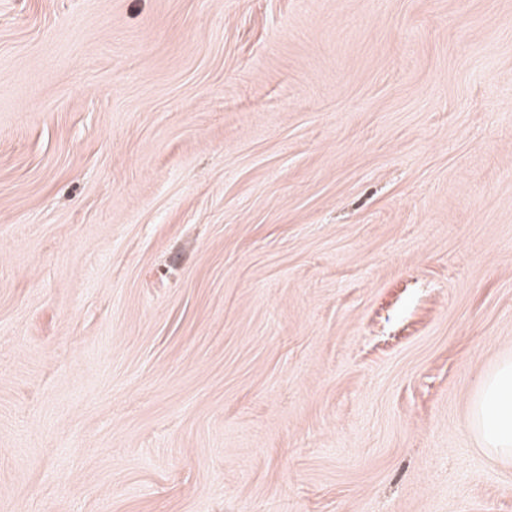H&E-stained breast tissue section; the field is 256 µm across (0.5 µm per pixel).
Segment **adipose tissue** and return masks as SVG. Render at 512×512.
I'll use <instances>...</instances> for the list:
<instances>
[{
	"mask_svg": "<svg viewBox=\"0 0 512 512\" xmlns=\"http://www.w3.org/2000/svg\"><path fill=\"white\" fill-rule=\"evenodd\" d=\"M467 427L489 455L512 461V355L485 372L468 400Z\"/></svg>",
	"mask_w": 512,
	"mask_h": 512,
	"instance_id": "1",
	"label": "adipose tissue"
}]
</instances>
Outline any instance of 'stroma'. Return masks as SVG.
<instances>
[{"mask_svg": "<svg viewBox=\"0 0 512 512\" xmlns=\"http://www.w3.org/2000/svg\"><path fill=\"white\" fill-rule=\"evenodd\" d=\"M512 0H0V512H512ZM467 427L489 455L512 461V355L499 357L485 372L468 400Z\"/></svg>", "mask_w": 512, "mask_h": 512, "instance_id": "35a3bbf8", "label": "stroma"}]
</instances>
